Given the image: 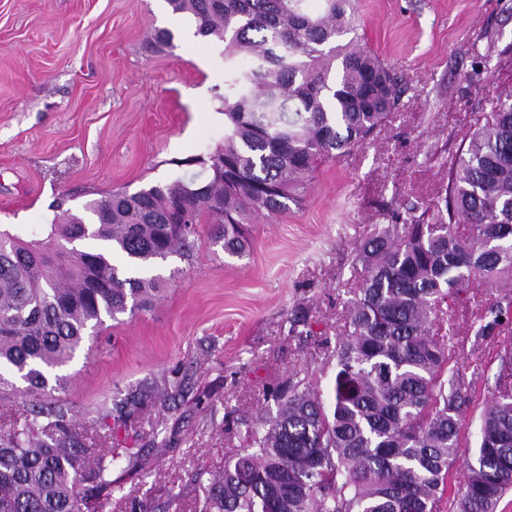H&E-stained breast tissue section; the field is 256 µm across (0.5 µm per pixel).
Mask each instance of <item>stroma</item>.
Masks as SVG:
<instances>
[{
    "label": "stroma",
    "mask_w": 512,
    "mask_h": 512,
    "mask_svg": "<svg viewBox=\"0 0 512 512\" xmlns=\"http://www.w3.org/2000/svg\"><path fill=\"white\" fill-rule=\"evenodd\" d=\"M356 33L398 78L403 95L374 136L324 163L287 210L254 214L247 256L201 237L161 298L106 321L93 351L61 367L70 417L145 462L117 468L121 488L99 512H127V496L155 512H190L192 477L244 447L241 419L264 393L306 368L323 396L322 363L335 342L357 243L405 200L440 201L441 149L490 120L501 51L512 48V0H355ZM173 32L172 46L153 43ZM165 0H0V226L46 237L64 211L101 195L191 177L184 158L224 143V45L191 36ZM490 65L474 73V61ZM306 320L291 327L292 315ZM465 423L475 435L495 391L494 353L482 348ZM179 383L182 397L145 407L128 425L101 409L136 389ZM181 494L180 508L170 505Z\"/></svg>",
    "instance_id": "stroma-1"
}]
</instances>
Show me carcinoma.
Masks as SVG:
<instances>
[{"label":"carcinoma","mask_w":512,"mask_h":512,"mask_svg":"<svg viewBox=\"0 0 512 512\" xmlns=\"http://www.w3.org/2000/svg\"><path fill=\"white\" fill-rule=\"evenodd\" d=\"M195 34L224 43V146L180 166L177 179L105 194L66 212L43 239L0 228V403L23 399L25 424L0 433V512H94L112 495V468L135 460L67 417L51 391L105 319L145 310L190 261L200 228L242 257V230L265 210L298 201L325 162L366 143L400 101L388 67L354 37L353 0H167ZM492 119L442 157L443 207L409 200L355 248L351 298L334 346L330 404L295 372L244 421L247 447L199 473L194 512H496L512 489V82L491 97ZM497 292L470 313L474 338L494 337L496 393L469 449L464 422L473 380L456 357L452 318L473 290ZM22 381L24 387L16 385ZM140 391L118 420L156 396Z\"/></svg>","instance_id":"obj_1"}]
</instances>
